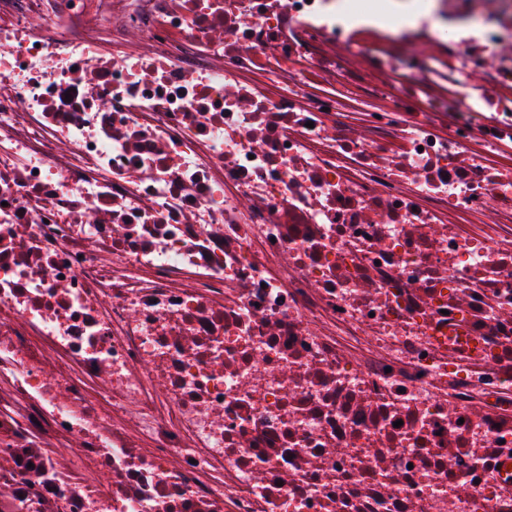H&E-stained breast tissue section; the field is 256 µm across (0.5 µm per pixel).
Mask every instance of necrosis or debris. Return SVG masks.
Returning a JSON list of instances; mask_svg holds the SVG:
<instances>
[{"instance_id": "obj_1", "label": "necrosis or debris", "mask_w": 512, "mask_h": 512, "mask_svg": "<svg viewBox=\"0 0 512 512\" xmlns=\"http://www.w3.org/2000/svg\"><path fill=\"white\" fill-rule=\"evenodd\" d=\"M398 2L0 0V512H512V0Z\"/></svg>"}]
</instances>
